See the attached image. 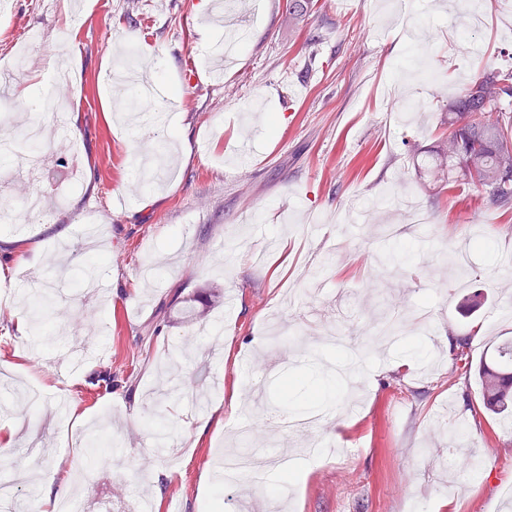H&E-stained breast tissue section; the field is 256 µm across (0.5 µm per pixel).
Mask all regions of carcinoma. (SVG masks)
<instances>
[{"instance_id":"carcinoma-1","label":"carcinoma","mask_w":512,"mask_h":512,"mask_svg":"<svg viewBox=\"0 0 512 512\" xmlns=\"http://www.w3.org/2000/svg\"><path fill=\"white\" fill-rule=\"evenodd\" d=\"M512 69H484L448 102V135L442 150L422 164L442 187H476L486 204L512 207ZM484 404L512 419V342L496 349L480 373Z\"/></svg>"}]
</instances>
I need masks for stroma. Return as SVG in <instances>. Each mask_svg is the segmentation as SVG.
Returning a JSON list of instances; mask_svg holds the SVG:
<instances>
[{"label":"stroma","mask_w":512,"mask_h":512,"mask_svg":"<svg viewBox=\"0 0 512 512\" xmlns=\"http://www.w3.org/2000/svg\"><path fill=\"white\" fill-rule=\"evenodd\" d=\"M385 3L324 0L292 27L288 0H243L247 36L222 66L215 0L0 12V137L15 139L19 178L31 109L65 75L66 132L42 118L49 218L0 228V438L14 436L0 478L29 472L25 512L62 465L81 473L71 498L121 488L152 512H505L512 429L448 341L470 337L475 361L512 339V209L485 207L470 185L438 190L421 164L447 133L449 97L483 66L512 68V0H403L398 14ZM464 21L469 47L454 34ZM127 44L182 92L158 103L161 128L117 119L124 91L107 77ZM396 247L412 258L382 265ZM97 252L103 292L88 297L74 277ZM47 286L46 320L18 331ZM364 341L366 366L336 387L323 426L257 423L319 402L308 372L352 368L347 347ZM235 448L294 455V480L276 494L266 480L219 485L217 456Z\"/></svg>","instance_id":"1"}]
</instances>
